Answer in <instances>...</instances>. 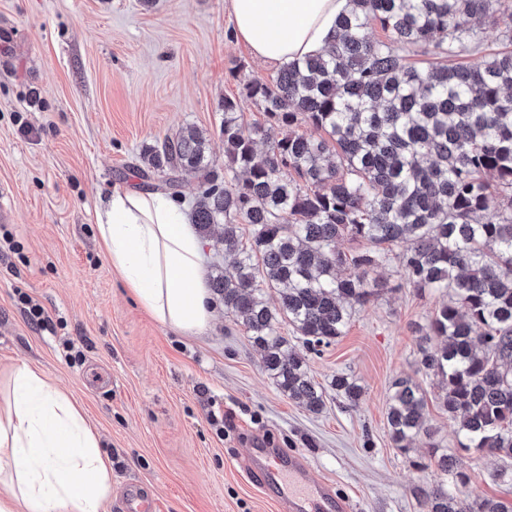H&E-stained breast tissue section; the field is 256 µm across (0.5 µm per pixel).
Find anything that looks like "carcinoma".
I'll return each instance as SVG.
<instances>
[{
	"label": "carcinoma",
	"instance_id": "1",
	"mask_svg": "<svg viewBox=\"0 0 512 512\" xmlns=\"http://www.w3.org/2000/svg\"><path fill=\"white\" fill-rule=\"evenodd\" d=\"M350 5L323 54L246 85L282 130L264 155L257 145L267 130L244 124L226 97L224 166L193 126L146 148L143 159L166 170L174 194L183 174L200 175L194 224L205 235L222 226L224 267L210 287L277 388L310 412L323 409L325 389L280 325L321 353L377 294L369 271L393 261L416 293L445 295L424 328L417 372L438 380L458 447L500 457L489 478L512 484V12L501 0ZM487 25L502 29L506 44L485 55ZM410 49L420 62L407 61ZM344 237L367 247L342 252ZM277 288L272 306L266 295ZM330 387L351 407L363 394L347 374ZM426 408L421 382L393 381L386 422L394 447L408 455L425 438L443 476L424 493L425 512H512V501L448 489L468 475L425 423Z\"/></svg>",
	"mask_w": 512,
	"mask_h": 512
}]
</instances>
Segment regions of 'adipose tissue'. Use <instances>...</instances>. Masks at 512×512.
Listing matches in <instances>:
<instances>
[{
  "label": "adipose tissue",
  "instance_id": "ef3b65f1",
  "mask_svg": "<svg viewBox=\"0 0 512 512\" xmlns=\"http://www.w3.org/2000/svg\"><path fill=\"white\" fill-rule=\"evenodd\" d=\"M237 38L266 62L321 53L349 0H225ZM98 236L127 289L160 323L209 328L213 298L203 241L160 192L114 191L97 211ZM112 467L75 401L24 364L0 413V512H104Z\"/></svg>",
  "mask_w": 512,
  "mask_h": 512
}]
</instances>
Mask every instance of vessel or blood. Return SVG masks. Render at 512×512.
I'll return each instance as SVG.
<instances>
[{"label":"vessel or blood","mask_w":512,"mask_h":512,"mask_svg":"<svg viewBox=\"0 0 512 512\" xmlns=\"http://www.w3.org/2000/svg\"><path fill=\"white\" fill-rule=\"evenodd\" d=\"M248 462L251 478L272 492L282 512H350V503L331 485L312 482L303 456L277 458L271 449L258 445L250 449Z\"/></svg>","instance_id":"b4317fda"}]
</instances>
